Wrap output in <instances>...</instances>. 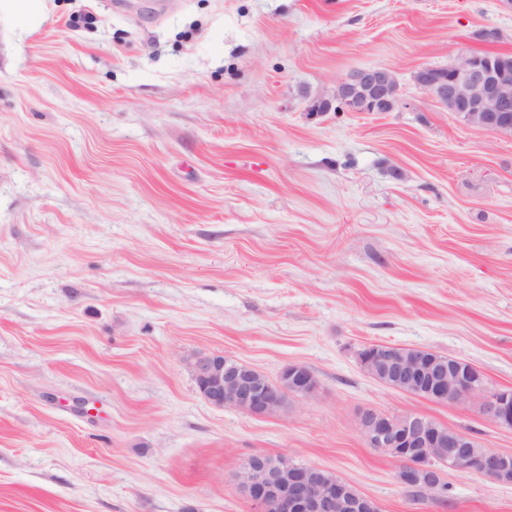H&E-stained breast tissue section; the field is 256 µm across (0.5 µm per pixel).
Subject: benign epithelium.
Here are the masks:
<instances>
[{
	"label": "benign epithelium",
	"mask_w": 512,
	"mask_h": 512,
	"mask_svg": "<svg viewBox=\"0 0 512 512\" xmlns=\"http://www.w3.org/2000/svg\"><path fill=\"white\" fill-rule=\"evenodd\" d=\"M416 86L464 117L471 126L494 134L505 132L512 115V63L506 58L469 54L446 67H423L413 75ZM401 101L396 72L388 66L355 70L343 78L330 95L310 98L307 111L391 112ZM363 370L381 374L388 385L400 391L425 394L436 401L462 403L480 391L470 372L459 361L437 360L426 348L382 345L368 360H359ZM198 392L210 405L234 408L257 416L279 412L288 388L312 397L319 384L312 371L302 364L286 366L279 381H262L256 370L243 362L231 365L219 353H197L189 362ZM483 412L493 423L512 428V392L487 391ZM358 429L369 447L402 463L399 473L406 481L409 473L422 475L420 497L433 492L441 482V470L433 459H445L448 468L475 473L497 482L512 481L507 455L482 448L473 449L472 436L458 430L444 431L433 421L407 414L387 417L364 412ZM237 479L243 491L256 503L259 512H367L371 500L352 496L344 487L326 485L320 468L288 464L278 456L272 461L257 453L249 457Z\"/></svg>",
	"instance_id": "7a95c632"
}]
</instances>
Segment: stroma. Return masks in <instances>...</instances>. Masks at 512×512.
<instances>
[{
	"mask_svg": "<svg viewBox=\"0 0 512 512\" xmlns=\"http://www.w3.org/2000/svg\"><path fill=\"white\" fill-rule=\"evenodd\" d=\"M162 1L0 14V512H257L236 480L255 453L379 512H512V483L448 468L447 496L413 498L358 420L415 413L507 454L512 428L357 360L425 347L512 389V133L412 80L512 54V5ZM377 65L397 110L308 112ZM199 352L273 381L301 363L319 391L215 408Z\"/></svg>",
	"mask_w": 512,
	"mask_h": 512,
	"instance_id": "35a3bbf8",
	"label": "stroma"
}]
</instances>
